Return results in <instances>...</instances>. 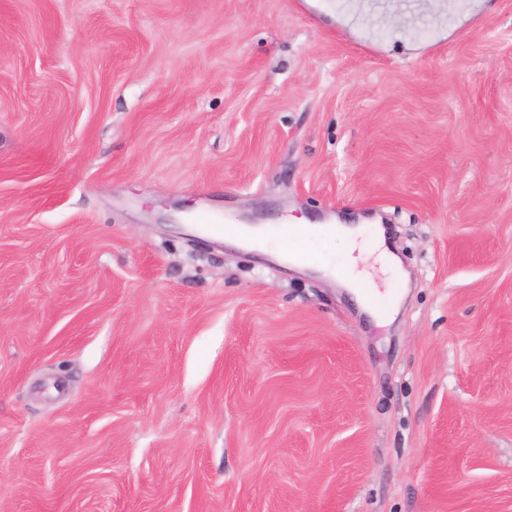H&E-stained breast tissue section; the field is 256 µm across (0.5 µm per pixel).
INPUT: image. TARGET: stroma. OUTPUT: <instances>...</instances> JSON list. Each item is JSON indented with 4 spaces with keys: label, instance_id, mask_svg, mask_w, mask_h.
<instances>
[{
    "label": "stroma",
    "instance_id": "obj_1",
    "mask_svg": "<svg viewBox=\"0 0 512 512\" xmlns=\"http://www.w3.org/2000/svg\"><path fill=\"white\" fill-rule=\"evenodd\" d=\"M419 2L0 0V512H512V0ZM336 215L329 212L324 217L326 224H310L307 220L300 224H292L298 231L301 238L310 239L318 242L323 247L336 245V241L347 248L345 258L340 264H336L331 259L324 263L310 264L317 270L324 273L331 279L338 280L348 288H354L359 300L365 301V291L362 288L370 286L368 275L364 271L357 270L358 261L364 260L363 256L376 254V261L386 273L396 275V264L393 256L385 247L384 229L376 225L373 234L363 237V228L349 227L345 224H333ZM358 252L355 256L354 253ZM237 232L230 235L231 240L240 242L243 240L252 241L248 243L251 248L264 252L285 255L287 253H276V237L279 226L275 224H263L256 228L245 227L242 224H236Z\"/></svg>",
    "mask_w": 512,
    "mask_h": 512
}]
</instances>
